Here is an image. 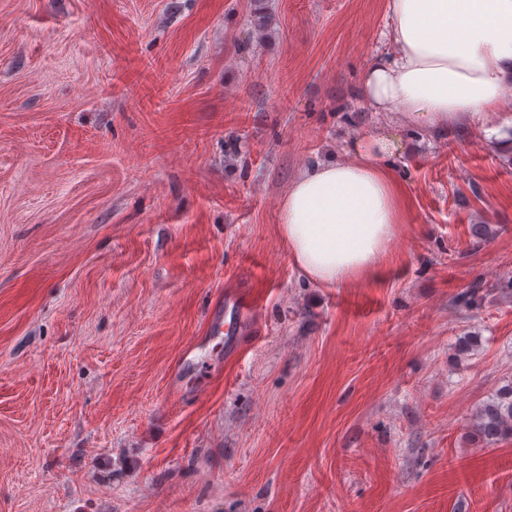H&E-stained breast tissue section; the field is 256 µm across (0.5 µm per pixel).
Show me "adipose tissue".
Returning a JSON list of instances; mask_svg holds the SVG:
<instances>
[{"label": "adipose tissue", "instance_id": "obj_1", "mask_svg": "<svg viewBox=\"0 0 512 512\" xmlns=\"http://www.w3.org/2000/svg\"><path fill=\"white\" fill-rule=\"evenodd\" d=\"M391 54L368 69L377 112L430 129L485 126L512 91V0H387ZM393 140L370 135L349 159L300 172L280 205L292 260L327 288L384 276L404 211V188L386 165Z\"/></svg>", "mask_w": 512, "mask_h": 512}]
</instances>
